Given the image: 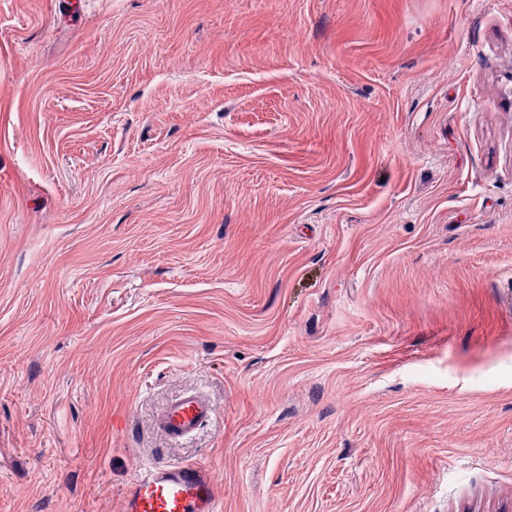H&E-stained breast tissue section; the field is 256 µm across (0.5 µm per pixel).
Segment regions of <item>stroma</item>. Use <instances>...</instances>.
<instances>
[{"label":"stroma","instance_id":"stroma-1","mask_svg":"<svg viewBox=\"0 0 512 512\" xmlns=\"http://www.w3.org/2000/svg\"><path fill=\"white\" fill-rule=\"evenodd\" d=\"M179 463L512 512V0H0V512ZM213 413V406L205 398L187 394L164 409L157 428L170 440L179 441L192 435Z\"/></svg>","mask_w":512,"mask_h":512}]
</instances>
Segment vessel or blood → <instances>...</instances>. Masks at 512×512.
Instances as JSON below:
<instances>
[{
    "label": "vessel or blood",
    "instance_id": "vessel-or-blood-1",
    "mask_svg": "<svg viewBox=\"0 0 512 512\" xmlns=\"http://www.w3.org/2000/svg\"><path fill=\"white\" fill-rule=\"evenodd\" d=\"M213 413L205 398L187 394L164 409L157 428L178 441L192 435ZM121 512H221V500L204 466L158 465L137 475L126 488Z\"/></svg>",
    "mask_w": 512,
    "mask_h": 512
}]
</instances>
